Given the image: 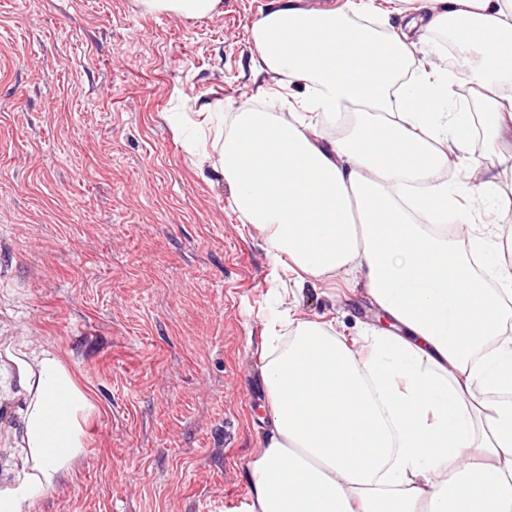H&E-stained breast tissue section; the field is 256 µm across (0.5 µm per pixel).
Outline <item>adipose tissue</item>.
Instances as JSON below:
<instances>
[{
	"label": "adipose tissue",
	"instance_id": "adipose-tissue-1",
	"mask_svg": "<svg viewBox=\"0 0 512 512\" xmlns=\"http://www.w3.org/2000/svg\"><path fill=\"white\" fill-rule=\"evenodd\" d=\"M137 3L187 19L223 8ZM380 12L277 0L250 38L287 112L241 108L217 153L196 152L274 266L352 274L394 327L355 342L319 321L269 322L271 428L250 465V512H512V238L475 224L470 206L512 218V164L463 194L437 176L470 153L457 80L482 96L489 147L512 134V0H424L398 29L376 26ZM453 26L455 62L416 61L421 38ZM10 359L24 463L0 485V512H32L81 456L94 405L55 352L22 345Z\"/></svg>",
	"mask_w": 512,
	"mask_h": 512
}]
</instances>
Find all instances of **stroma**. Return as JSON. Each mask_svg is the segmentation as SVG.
I'll list each match as a JSON object with an SVG mask.
<instances>
[{"mask_svg":"<svg viewBox=\"0 0 512 512\" xmlns=\"http://www.w3.org/2000/svg\"><path fill=\"white\" fill-rule=\"evenodd\" d=\"M273 0L145 14L136 0H0V379L8 344L56 352L97 410L84 452L32 512H248L270 428L262 377L276 314L378 329L343 275L285 289L217 171L172 112L264 105L250 28ZM451 159L450 185L499 169Z\"/></svg>","mask_w":512,"mask_h":512,"instance_id":"stroma-1","label":"stroma"}]
</instances>
